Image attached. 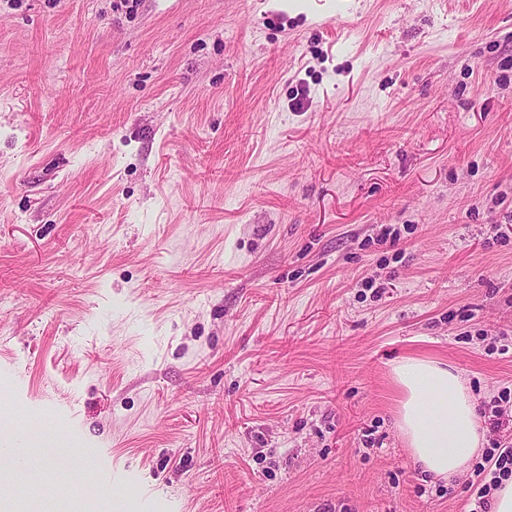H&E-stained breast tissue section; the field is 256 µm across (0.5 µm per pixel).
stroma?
Instances as JSON below:
<instances>
[{
	"mask_svg": "<svg viewBox=\"0 0 512 512\" xmlns=\"http://www.w3.org/2000/svg\"><path fill=\"white\" fill-rule=\"evenodd\" d=\"M270 2L0 0V512H467L391 365L512 395V0ZM30 448L36 456L35 459L29 460V468L35 472L42 461H47L64 452L65 448H59L54 440L48 439L38 434H34L29 438Z\"/></svg>",
	"mask_w": 512,
	"mask_h": 512,
	"instance_id": "stroma-1",
	"label": "stroma"
}]
</instances>
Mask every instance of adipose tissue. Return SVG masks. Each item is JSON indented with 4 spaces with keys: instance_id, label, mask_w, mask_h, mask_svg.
<instances>
[{
    "instance_id": "adipose-tissue-1",
    "label": "adipose tissue",
    "mask_w": 512,
    "mask_h": 512,
    "mask_svg": "<svg viewBox=\"0 0 512 512\" xmlns=\"http://www.w3.org/2000/svg\"><path fill=\"white\" fill-rule=\"evenodd\" d=\"M391 374L400 394L396 424L412 464L453 483L479 457L485 442L472 395L440 360L404 358Z\"/></svg>"
}]
</instances>
